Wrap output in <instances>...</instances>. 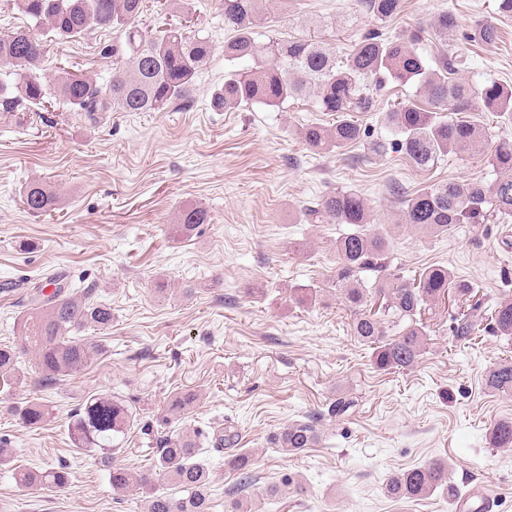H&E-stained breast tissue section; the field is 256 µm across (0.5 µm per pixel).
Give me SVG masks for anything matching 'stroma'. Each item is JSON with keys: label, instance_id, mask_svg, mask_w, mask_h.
I'll return each mask as SVG.
<instances>
[{"label": "stroma", "instance_id": "1", "mask_svg": "<svg viewBox=\"0 0 512 512\" xmlns=\"http://www.w3.org/2000/svg\"><path fill=\"white\" fill-rule=\"evenodd\" d=\"M192 3L216 51L195 78L191 106L116 112L97 124L58 110L24 125L0 115V286L11 285L0 289V344L17 335L29 282L47 273L92 286L96 300L112 307L111 330L81 332L100 346L81 374L39 389L26 355L20 366L27 384L0 392V442L12 452L11 468L0 470V512H145L143 494L114 492L94 456L74 451L70 417L88 394L109 391L149 422L177 389L197 395L171 430L201 433L212 512H225L236 482L225 454L212 448L214 432L228 425L255 459L244 512H452L438 492L394 500L384 490L391 474L435 458L449 462L462 493L488 487L490 512H512V451L492 447L488 436L491 422L512 417V396L485 384L492 368L512 359V343L486 329L475 345H456L449 304L433 314L429 345L413 368L377 370L336 290L341 226H313L298 213L311 196L355 190L366 198L372 222L390 226L391 265L403 275L443 265L475 283L487 303L512 297V226L464 224L433 238L399 225L403 204L389 190L394 183L412 193L448 180L492 182L486 158L502 131L498 116L476 103L467 117L485 129L481 151L448 154L429 169L391 146L373 152L384 131L372 112L355 115L365 131L360 143L315 152L304 127H328L337 117L318 111L313 98L288 100L281 111L210 108L214 87L232 68L223 52L231 31L217 15L218 0ZM447 7L459 29L444 41L430 21ZM497 7L498 0H404L385 26L394 36L420 30L418 51L426 59L448 49L460 57L464 76L512 86V17H501ZM486 22L498 27L497 40L476 39ZM378 25L356 0H261L254 30L261 41L315 35L341 56ZM111 40V31L100 30L50 44L42 68L51 74L71 64L106 82L109 68L99 50ZM32 181L56 193L53 214L38 216L21 205ZM191 204L209 209L212 221L181 240L172 224ZM22 241L30 250L19 251ZM163 279L170 289H157ZM293 288L311 289L312 300L296 304ZM349 394L359 400L356 412L319 422L316 447L289 455L270 446L273 432ZM33 398L46 400L54 416L30 429L12 409ZM114 460L133 473L151 468L153 445L141 427ZM61 464L69 465L72 481L57 493L31 491L13 475L17 468ZM287 481L294 492L267 495L269 486Z\"/></svg>", "mask_w": 512, "mask_h": 512}]
</instances>
